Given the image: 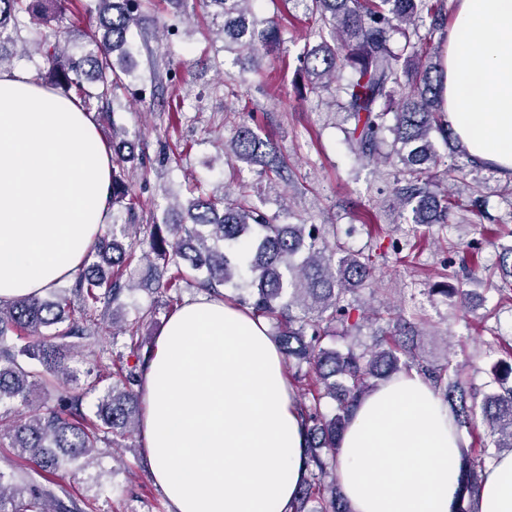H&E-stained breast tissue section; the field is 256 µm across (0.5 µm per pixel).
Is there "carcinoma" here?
I'll use <instances>...</instances> for the list:
<instances>
[{
    "mask_svg": "<svg viewBox=\"0 0 512 512\" xmlns=\"http://www.w3.org/2000/svg\"><path fill=\"white\" fill-rule=\"evenodd\" d=\"M102 34L93 35L90 49L80 56L67 53L58 41L44 39L39 52L51 85L64 95H76L96 119L110 118L114 90L128 75V45L136 24L138 0H95ZM257 0H204L221 19L224 48L244 49L253 71L261 70L281 41L273 20L254 14ZM309 11L331 40L304 51L301 70L310 88L329 86L336 72L350 69L352 77L339 87L342 108L354 121L346 140L357 159H378L384 132L393 135L394 154L401 164L397 188L400 204L411 207L416 224H446L454 206L439 189L440 176L454 180L464 172L455 163L438 172L441 157L436 137L465 147L455 136L441 107L442 69L432 61L416 27L424 12L435 25L446 23L442 0H309ZM39 12V0H0V45L20 40L23 20ZM394 124L386 122L384 104L403 82ZM125 133L112 134V150L121 163L144 166L133 152L123 153ZM225 162L258 168L266 177L283 174L275 143L243 123L224 145ZM188 224L106 225L96 237L71 289L86 312L69 314L65 288L49 295L20 297L0 303V443L34 466L43 481L0 470V512H62L66 509L50 485L77 461L90 462L99 444L119 446V440L139 427L142 413L139 380L148 357L141 355L140 322L120 329L128 335L122 346L112 342L109 362L97 358L83 370V347L96 342L92 314L103 315L121 302L129 289L123 268L135 259V247L149 245L162 267L150 270L157 290L178 292L194 273L198 286L224 296L231 286L248 295L231 297L239 306L270 320L271 336L280 346L292 386L301 392L299 414L307 429L308 477L300 485L289 512H350L336 483V452L359 398L393 375L417 370L430 380L451 409L455 425L486 427L479 447H461L458 498L453 512H478V496L487 469L501 453L512 452V347L507 359L494 363L490 375L497 386L483 393L467 382L461 364L429 362L420 352L423 331L396 306L373 310L377 321L393 332L370 348H359L353 333L359 322L344 304L372 280L373 256L328 244L316 224H278L253 204L245 187L238 197L215 198L201 185L189 188ZM147 237L140 238V233ZM502 286L512 297V246L498 255ZM341 329L345 346L326 348L323 341ZM96 396L93 414L83 410Z\"/></svg>",
    "mask_w": 512,
    "mask_h": 512,
    "instance_id": "obj_1",
    "label": "carcinoma"
}]
</instances>
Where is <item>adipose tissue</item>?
<instances>
[{
  "label": "adipose tissue",
  "instance_id": "1",
  "mask_svg": "<svg viewBox=\"0 0 512 512\" xmlns=\"http://www.w3.org/2000/svg\"><path fill=\"white\" fill-rule=\"evenodd\" d=\"M442 108L469 159L512 175V0H456ZM112 153L72 97L0 71V303L73 277L109 221ZM140 391L149 472L171 512H287L307 477L305 430L266 323L230 303L168 318ZM460 436L417 372L360 399L336 482L351 512H452ZM480 512H512V453L485 473Z\"/></svg>",
  "mask_w": 512,
  "mask_h": 512
}]
</instances>
